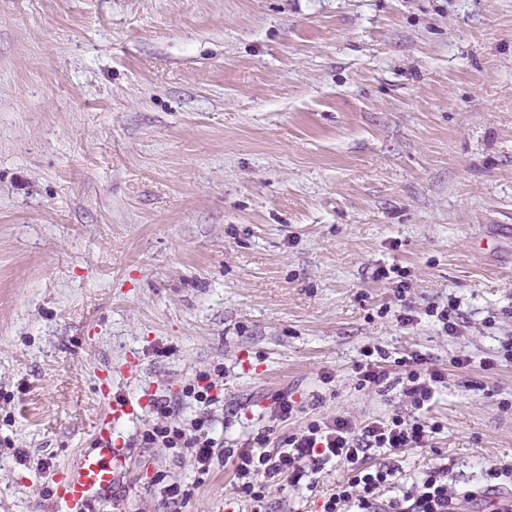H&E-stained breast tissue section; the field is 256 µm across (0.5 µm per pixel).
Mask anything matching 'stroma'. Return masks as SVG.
Here are the masks:
<instances>
[{"label":"stroma","instance_id":"35a3bbf8","mask_svg":"<svg viewBox=\"0 0 512 512\" xmlns=\"http://www.w3.org/2000/svg\"><path fill=\"white\" fill-rule=\"evenodd\" d=\"M451 299L453 336L424 314ZM510 341L512 0H0V512H53L108 388L143 407L90 512H251L223 459L141 447L159 400L198 417L207 376L214 437L272 449L406 410L412 352L445 376L441 429L371 456L399 469L385 498L438 467L481 485L512 462V363L481 366ZM369 345L388 377L362 389ZM346 475L269 512H320Z\"/></svg>","mask_w":512,"mask_h":512}]
</instances>
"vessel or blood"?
<instances>
[{"label": "vessel or blood", "instance_id": "vessel-or-blood-1", "mask_svg": "<svg viewBox=\"0 0 512 512\" xmlns=\"http://www.w3.org/2000/svg\"><path fill=\"white\" fill-rule=\"evenodd\" d=\"M138 416L134 400L121 396L109 398L106 423L92 448L82 453L74 467L53 477V512H87L94 500L112 494L128 456L127 449L113 443L112 426L135 421Z\"/></svg>", "mask_w": 512, "mask_h": 512}]
</instances>
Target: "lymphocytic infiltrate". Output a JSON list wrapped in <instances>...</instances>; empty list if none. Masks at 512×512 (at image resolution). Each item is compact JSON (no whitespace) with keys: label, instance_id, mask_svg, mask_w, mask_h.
<instances>
[{"label":"lymphocytic infiltrate","instance_id":"obj_1","mask_svg":"<svg viewBox=\"0 0 512 512\" xmlns=\"http://www.w3.org/2000/svg\"><path fill=\"white\" fill-rule=\"evenodd\" d=\"M394 364L405 378L403 394L412 408L408 415L396 412L364 422L348 417L314 420L272 450L262 437L253 445L223 450L203 419H193L187 425L170 422L171 409L164 402L157 406L161 422L144 431L141 442L149 448L194 449L204 470L216 452H223L225 461L234 468L235 494L251 503L252 512H267L266 494L272 485L285 479L300 486L333 461L346 465L349 476L324 499L321 512H459L461 502L499 488L512 489V463L489 467L484 485L463 491L449 489L444 469L435 468L415 477L401 499H381V491L395 485L397 471L385 463L366 464L367 452L374 448L394 452L420 448L439 430L426 412L438 395L441 374L423 369L417 354L397 358Z\"/></svg>","mask_w":512,"mask_h":512}]
</instances>
